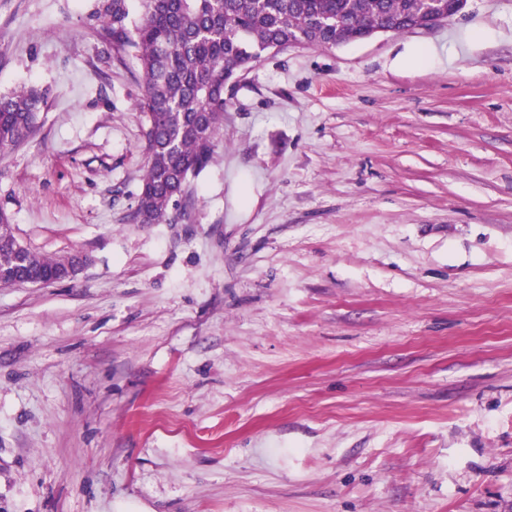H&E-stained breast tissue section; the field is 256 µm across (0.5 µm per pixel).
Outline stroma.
Wrapping results in <instances>:
<instances>
[{
    "label": "stroma",
    "mask_w": 512,
    "mask_h": 512,
    "mask_svg": "<svg viewBox=\"0 0 512 512\" xmlns=\"http://www.w3.org/2000/svg\"><path fill=\"white\" fill-rule=\"evenodd\" d=\"M110 3L0 0V213L90 259L0 287V512H512V0L264 54L170 224ZM44 101V95L33 87L0 95V149L29 138Z\"/></svg>",
    "instance_id": "obj_1"
}]
</instances>
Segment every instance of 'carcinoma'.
I'll return each mask as SVG.
<instances>
[{"label":"carcinoma","instance_id":"cac0c4a2","mask_svg":"<svg viewBox=\"0 0 512 512\" xmlns=\"http://www.w3.org/2000/svg\"><path fill=\"white\" fill-rule=\"evenodd\" d=\"M456 0H112L106 31L120 56L141 72L147 163L134 219L160 224L185 198L189 177L213 158L224 124L227 82L254 67L276 45L332 47L360 41L378 28L394 33L417 19L455 12ZM45 97L33 87L0 95V149L32 134ZM16 241L0 232V269L14 261ZM25 270L58 279L63 261L26 251Z\"/></svg>","mask_w":512,"mask_h":512}]
</instances>
